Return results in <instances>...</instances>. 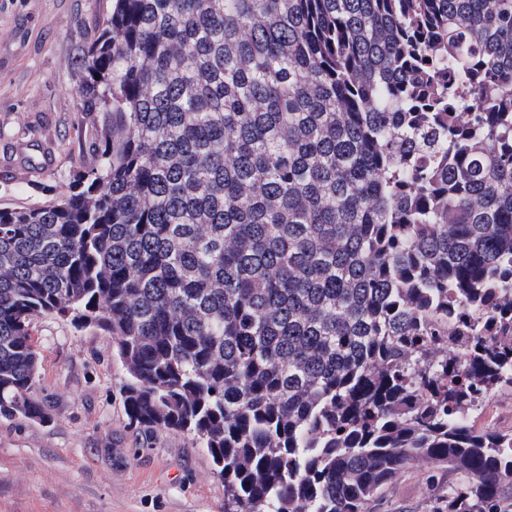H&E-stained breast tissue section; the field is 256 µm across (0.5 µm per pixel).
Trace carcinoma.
I'll list each match as a JSON object with an SVG mask.
<instances>
[{
	"label": "carcinoma",
	"mask_w": 512,
	"mask_h": 512,
	"mask_svg": "<svg viewBox=\"0 0 512 512\" xmlns=\"http://www.w3.org/2000/svg\"><path fill=\"white\" fill-rule=\"evenodd\" d=\"M96 163L0 207V418L31 321L112 337L130 424L193 434L224 512H512V0H112ZM487 414L476 418L478 425H496L501 428L512 426V395L510 393H496L484 403ZM424 470L413 469L402 474L386 488L382 499L371 504L370 512H428L431 498L448 490V482H457L455 474L445 472L439 483L427 480Z\"/></svg>",
	"instance_id": "carcinoma-1"
}]
</instances>
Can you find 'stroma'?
<instances>
[{"mask_svg": "<svg viewBox=\"0 0 512 512\" xmlns=\"http://www.w3.org/2000/svg\"><path fill=\"white\" fill-rule=\"evenodd\" d=\"M112 0H0V204L23 206L93 164L82 45ZM32 396L47 419L0 418V512H224V482L193 435L130 425L112 339L56 315L31 323ZM454 475L402 474L371 512H428Z\"/></svg>", "mask_w": 512, "mask_h": 512, "instance_id": "35a3bbf8", "label": "stroma"}]
</instances>
